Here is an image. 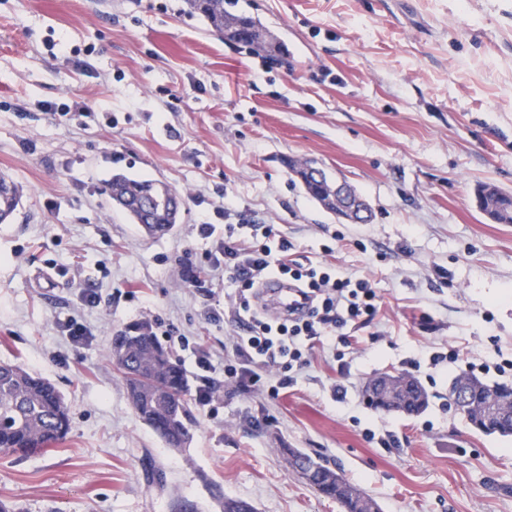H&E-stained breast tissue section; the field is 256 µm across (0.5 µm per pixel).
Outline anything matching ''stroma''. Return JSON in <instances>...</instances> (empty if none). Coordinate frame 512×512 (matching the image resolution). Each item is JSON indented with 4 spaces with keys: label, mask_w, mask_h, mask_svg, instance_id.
<instances>
[{
    "label": "stroma",
    "mask_w": 512,
    "mask_h": 512,
    "mask_svg": "<svg viewBox=\"0 0 512 512\" xmlns=\"http://www.w3.org/2000/svg\"><path fill=\"white\" fill-rule=\"evenodd\" d=\"M275 55L225 39L185 0H0V176L22 203L0 223V361L51 380L71 430L0 455L14 512H219L214 488L256 512H343L280 454L321 458L380 512H512V436L472 429L448 399L460 363L512 360V224L479 210L512 192V0H237ZM82 107L85 123L58 113ZM313 160L371 207L351 224L291 172ZM166 183L180 219L145 235L112 202L113 175ZM286 235L295 256L369 279L374 317L318 344L278 397L224 387L229 293L193 226L224 199ZM197 272L202 285L184 282ZM99 291L86 306L85 286ZM150 320L188 376L198 426L167 448L129 405L105 354ZM73 321L88 329L72 341ZM188 339L182 349L180 339ZM209 354V376L194 351ZM420 362L412 371L409 361ZM415 374L429 405L382 412L379 373ZM344 384V398L334 384Z\"/></svg>",
    "instance_id": "obj_1"
}]
</instances>
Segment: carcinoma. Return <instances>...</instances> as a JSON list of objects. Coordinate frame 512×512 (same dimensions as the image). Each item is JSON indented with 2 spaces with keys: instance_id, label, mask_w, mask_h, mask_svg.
Instances as JSON below:
<instances>
[{
  "instance_id": "obj_1",
  "label": "carcinoma",
  "mask_w": 512,
  "mask_h": 512,
  "mask_svg": "<svg viewBox=\"0 0 512 512\" xmlns=\"http://www.w3.org/2000/svg\"><path fill=\"white\" fill-rule=\"evenodd\" d=\"M189 9L204 16L218 34L266 49L265 32L252 18L224 9V0H187ZM108 194L135 224L150 234H163L177 224L180 198L165 184L115 175ZM19 189L0 177V220L18 208ZM107 360L117 372L127 399L142 421L169 448L187 447L193 438L196 418L188 379L180 364L154 336L152 324L139 321L112 338ZM419 386L401 389L395 410L418 414ZM503 418L487 420L474 410L471 422L488 435H512V401L504 400ZM70 413L65 397L46 378L37 376L17 362H0V454L28 455L45 451L67 437ZM287 463L302 461L310 471L309 486L319 495L340 503L344 512H362L360 501L368 494L351 484L321 459L282 448ZM221 512H256L240 498L218 496Z\"/></svg>"
}]
</instances>
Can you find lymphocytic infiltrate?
<instances>
[{"label":"lymphocytic infiltrate","instance_id":"lymphocytic-infiltrate-1","mask_svg":"<svg viewBox=\"0 0 512 512\" xmlns=\"http://www.w3.org/2000/svg\"><path fill=\"white\" fill-rule=\"evenodd\" d=\"M218 218L224 221V241L208 253V268L235 288L224 305L225 318L236 327L226 348L224 385L240 392L261 385L275 396L291 384L289 369L305 367L304 351L334 339L349 321L373 315L378 295L368 280L290 258L286 236L273 225L249 223L230 203L217 207L214 217H202L194 227L196 236L211 238L219 230L214 224ZM272 276L299 283L306 313L274 316L256 305L263 283Z\"/></svg>","mask_w":512,"mask_h":512}]
</instances>
